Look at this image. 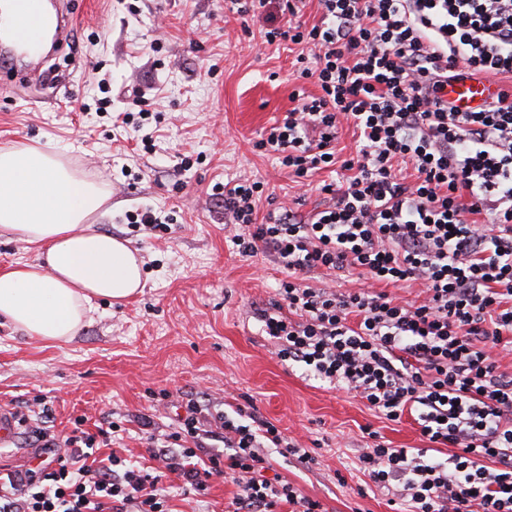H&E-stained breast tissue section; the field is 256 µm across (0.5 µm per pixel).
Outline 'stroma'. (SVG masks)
Returning <instances> with one entry per match:
<instances>
[{"label": "stroma", "instance_id": "obj_1", "mask_svg": "<svg viewBox=\"0 0 512 512\" xmlns=\"http://www.w3.org/2000/svg\"><path fill=\"white\" fill-rule=\"evenodd\" d=\"M75 22L41 60L42 81L0 72V146L22 140L60 153L111 191L99 231L128 240L143 259L145 286L124 304L95 301L77 336L48 344L0 319V407L18 418L17 446L0 449V471L23 473L46 451L34 430L95 434V456L150 465L151 436L176 431L188 402L207 389L212 411L255 405L263 418L322 465L308 471L272 455L281 476L331 512H392L385 493L358 468L366 432L392 448H422L411 418L392 422L352 394L284 365L253 308L276 300L286 274L270 252L240 255L215 184L263 182L257 220L279 203L309 216L323 203L330 171L305 179L255 150L292 103L299 46L269 45L282 24L275 8L239 17L227 0H64ZM145 101L153 148L138 144L119 115ZM152 208L167 228L128 223ZM169 400H162V393ZM153 422L144 430L142 418ZM172 512H229L236 486L213 478L205 497L166 474Z\"/></svg>", "mask_w": 512, "mask_h": 512}]
</instances>
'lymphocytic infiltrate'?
I'll return each instance as SVG.
<instances>
[{"label":"lymphocytic infiltrate","instance_id":"1","mask_svg":"<svg viewBox=\"0 0 512 512\" xmlns=\"http://www.w3.org/2000/svg\"><path fill=\"white\" fill-rule=\"evenodd\" d=\"M232 2L242 16L276 4L289 20L266 30L267 44L314 49L297 61L319 94L293 93L260 148L299 178L346 172L322 185L325 203L308 217L282 205L261 224L260 183L223 186L239 253L268 247L288 272L277 300L257 312L277 358L387 420L415 414L428 449L376 440L358 457L402 512H512V373L500 369L512 356V89L472 112L445 96L452 79H512V0H317L311 26L296 20L300 0ZM343 122L358 139L340 161ZM398 161L413 181L398 177ZM316 270L413 282L423 298L300 281ZM179 423L151 469L113 454L94 466L93 435L37 431L48 454L0 482V512H169L167 471L198 495L212 477L230 478L232 512H328L292 482L266 477V449L310 471L321 455L256 411L191 404Z\"/></svg>","mask_w":512,"mask_h":512}]
</instances>
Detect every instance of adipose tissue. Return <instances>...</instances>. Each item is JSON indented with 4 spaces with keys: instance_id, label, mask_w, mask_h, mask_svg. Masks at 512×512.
I'll use <instances>...</instances> for the list:
<instances>
[{
    "instance_id": "adipose-tissue-1",
    "label": "adipose tissue",
    "mask_w": 512,
    "mask_h": 512,
    "mask_svg": "<svg viewBox=\"0 0 512 512\" xmlns=\"http://www.w3.org/2000/svg\"><path fill=\"white\" fill-rule=\"evenodd\" d=\"M109 190L56 153L0 146V228L36 245L43 262L0 268V318L28 335L66 342L96 299L123 301L142 286V262L125 241L98 231Z\"/></svg>"
}]
</instances>
